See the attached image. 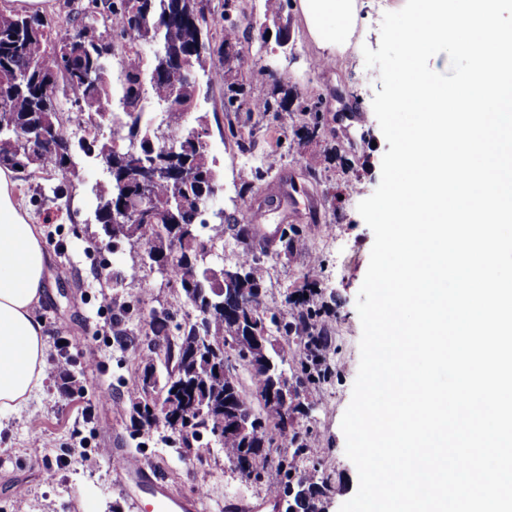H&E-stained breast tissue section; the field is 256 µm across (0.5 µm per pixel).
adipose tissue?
I'll list each match as a JSON object with an SVG mask.
<instances>
[{"label": "adipose tissue", "mask_w": 512, "mask_h": 512, "mask_svg": "<svg viewBox=\"0 0 512 512\" xmlns=\"http://www.w3.org/2000/svg\"><path fill=\"white\" fill-rule=\"evenodd\" d=\"M317 43L329 54L351 46L361 0H299ZM10 171L0 169V412L25 403L42 379L44 326L32 313L42 294L46 250L15 197Z\"/></svg>", "instance_id": "adipose-tissue-1"}]
</instances>
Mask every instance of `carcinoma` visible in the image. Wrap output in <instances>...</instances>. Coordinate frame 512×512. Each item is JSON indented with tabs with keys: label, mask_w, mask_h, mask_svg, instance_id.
<instances>
[{
	"label": "carcinoma",
	"mask_w": 512,
	"mask_h": 512,
	"mask_svg": "<svg viewBox=\"0 0 512 512\" xmlns=\"http://www.w3.org/2000/svg\"><path fill=\"white\" fill-rule=\"evenodd\" d=\"M204 0H87L68 18L71 29L64 37L52 38L51 23L39 13L0 11V168L52 172L57 184L52 201L68 196L74 164L65 156L47 154L38 144L45 132L71 144V151L98 149L107 177L95 190L94 220L101 225L103 238L112 249L123 243L153 247L151 262L162 265L184 298L200 299L194 319L172 324L165 313L151 312L153 340L142 373L164 360L169 369L159 373L160 387L182 398L189 406L178 428L169 429L164 438L170 448H189L206 434L215 437L222 430L219 447L242 474L251 473L253 461L271 447L269 424L285 429L289 411L280 391L281 365L295 364L296 387L307 390L331 379L333 370L326 363L331 336L322 325L321 308L314 303L317 275L308 271L298 297L291 300V312L282 314L265 301V268L256 260L247 224L233 225L234 240L241 255L218 269L202 267L197 254L213 238H221L224 227L203 223L196 217V199L220 189V179L207 159V144L202 135L184 133L178 142L179 174L149 186L151 209L134 222L114 219L137 194L145 171L160 158L158 131L142 124L141 102L151 95L166 109L167 133L179 126L193 105L196 95L194 69L205 68L213 56L234 62L236 70L249 67V54L224 56V49L240 43L247 21L246 12L235 14L222 26L218 43L207 33ZM90 22H84V19ZM117 32L120 47L102 41L94 24ZM143 44L155 46L150 75L144 73ZM122 60L124 74L123 106L125 121L112 130L110 142L97 144L74 140L69 131L73 120L81 118L95 127L106 116L109 81L101 73L112 66V57ZM289 95L269 96L244 102L241 88L230 84L224 94L227 112L258 113L282 120L290 111ZM281 247L288 254L305 245L303 231L291 224L282 230ZM231 280L235 294L219 295L224 281ZM224 303L220 311L208 312L205 297ZM275 328L282 336L292 332L306 337L304 352L288 356V350H269L271 340L252 344L255 333ZM209 337L212 348H195L196 338ZM241 341L239 353L249 354L250 379L263 400L260 428L249 441L236 432L235 411L242 386L238 378L228 377L222 368L228 338ZM138 428L156 424V401L145 391L130 407ZM316 452L311 437L294 436L292 448H283L275 463L282 476L286 496L292 498L291 512H324L322 497L327 481L317 482L299 472L297 460Z\"/></svg>",
	"instance_id": "cac0c4a2"
}]
</instances>
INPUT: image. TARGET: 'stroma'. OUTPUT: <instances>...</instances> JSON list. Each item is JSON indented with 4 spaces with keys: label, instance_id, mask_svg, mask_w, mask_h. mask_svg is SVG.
Returning a JSON list of instances; mask_svg holds the SVG:
<instances>
[{
    "label": "stroma",
    "instance_id": "obj_1",
    "mask_svg": "<svg viewBox=\"0 0 512 512\" xmlns=\"http://www.w3.org/2000/svg\"><path fill=\"white\" fill-rule=\"evenodd\" d=\"M404 4L363 0L353 50L334 56L320 70L315 62L323 51L309 32L299 0H289L278 17L267 12L264 0H245L250 24L240 48L250 53L251 69L202 84L196 107L182 122L183 130L202 126L208 131V159L221 182L212 208L223 211L225 225L256 220L271 232L293 224L309 233L307 251L286 255L277 246L268 250L269 306L289 311L288 292L301 286L311 258L321 263L317 301L332 339L327 356L334 375L304 392L291 419L296 432L318 436L316 455L299 466L328 478L326 512H339L358 488L340 426L358 372L362 328L356 301L374 241L357 205L378 186L387 149L372 108L379 71L366 67L362 49H378L383 14ZM274 72L287 74L293 93L316 107L323 123L319 136L298 138L296 114L284 124L268 118L233 126V113L224 109L227 84L238 83L246 96L261 98L271 92ZM325 152L331 161L308 173L305 158ZM258 169L264 173L259 180L254 177ZM104 177L97 160L78 155L67 208L60 212L51 202L32 204L37 180L14 174L18 203L40 231L48 256L43 294L34 308L45 326L46 359L39 389L16 410L0 414V512H130L112 479L111 464L97 454L101 448L142 455L159 467L174 494L198 498L199 512H278L266 487L273 478L269 469L249 479L209 437L178 453L163 442L166 427L136 432L130 405L138 395L137 369L151 340L149 315L164 309L182 322L194 312L166 273L141 264L140 246L125 244L114 251L102 243L90 189ZM348 181L357 183V192L345 191ZM331 187L343 193L338 203L326 197ZM243 192L252 201L247 210L240 207ZM116 316L121 319L118 336L112 331ZM61 360L68 363L70 379L55 371ZM102 397L109 398V405L87 420L86 407ZM62 458L68 461L63 468L58 465ZM53 464L59 470L49 483L44 469ZM20 485L26 496L16 495Z\"/></svg>",
    "mask_w": 512,
    "mask_h": 512
}]
</instances>
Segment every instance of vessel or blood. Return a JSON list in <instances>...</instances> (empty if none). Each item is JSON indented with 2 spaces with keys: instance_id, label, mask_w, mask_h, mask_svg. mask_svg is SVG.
<instances>
[{
  "instance_id": "obj_1",
  "label": "vessel or blood",
  "mask_w": 512,
  "mask_h": 512,
  "mask_svg": "<svg viewBox=\"0 0 512 512\" xmlns=\"http://www.w3.org/2000/svg\"><path fill=\"white\" fill-rule=\"evenodd\" d=\"M112 471L121 486L147 491L152 498L154 512H194L196 508L195 500L172 495L159 468L144 464L139 456L113 451Z\"/></svg>"
}]
</instances>
